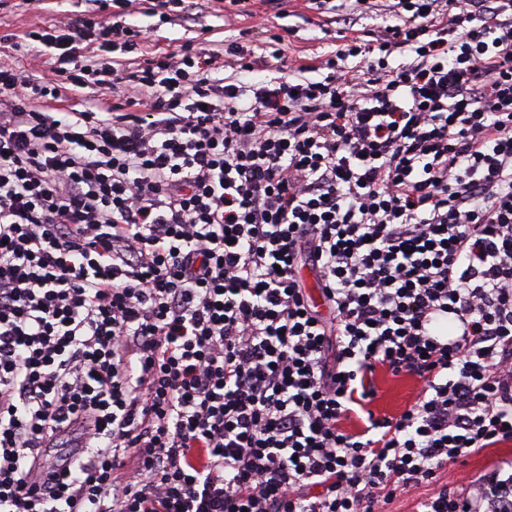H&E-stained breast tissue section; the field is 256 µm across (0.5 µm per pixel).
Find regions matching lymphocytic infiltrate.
Segmentation results:
<instances>
[{
  "instance_id": "f902f5d3",
  "label": "lymphocytic infiltrate",
  "mask_w": 512,
  "mask_h": 512,
  "mask_svg": "<svg viewBox=\"0 0 512 512\" xmlns=\"http://www.w3.org/2000/svg\"><path fill=\"white\" fill-rule=\"evenodd\" d=\"M115 2L0 65V512H512V459L440 480L512 440V0H395L277 78L98 65L145 39ZM377 398L371 408L377 413L396 414L410 405L417 394V383L409 377H395L384 370L376 372ZM512 458V441L497 444L491 448H485L474 453L457 463H450L441 473V481L447 482L450 486L461 483L463 477L472 476L487 470L497 461L505 458ZM431 490L422 484L406 489L404 492L397 494L395 500L388 506L387 512H415L417 503L425 497Z\"/></svg>"
}]
</instances>
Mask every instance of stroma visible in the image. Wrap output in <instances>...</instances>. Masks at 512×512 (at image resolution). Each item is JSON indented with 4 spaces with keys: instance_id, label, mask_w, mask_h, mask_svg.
Here are the masks:
<instances>
[{
    "instance_id": "1",
    "label": "stroma",
    "mask_w": 512,
    "mask_h": 512,
    "mask_svg": "<svg viewBox=\"0 0 512 512\" xmlns=\"http://www.w3.org/2000/svg\"><path fill=\"white\" fill-rule=\"evenodd\" d=\"M288 17H280L275 9L263 5L254 18L224 25L221 18L212 16L207 8L195 5L194 17L177 24L161 23L151 10L142 9L132 22L146 29V38L140 51L129 54L131 66H138L143 59L165 50H176L190 43L211 49H227L236 45L258 49L270 35L283 37L284 56L310 55L333 50L343 27L341 16L332 0L323 9L308 8L305 0H290ZM72 0H0V36L21 35L39 27L50 29L58 25L64 13L73 11ZM377 398L374 411L396 414L410 405L417 393V383L409 377H396L385 371L376 373ZM512 458V441L465 457L463 461L449 464L441 473L442 482L455 486L462 479L487 470L497 461Z\"/></svg>"
}]
</instances>
